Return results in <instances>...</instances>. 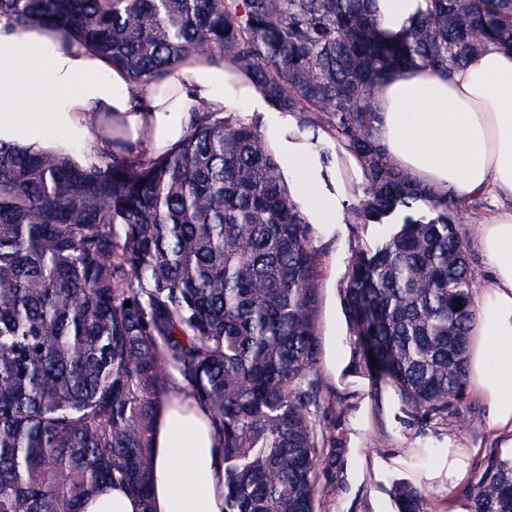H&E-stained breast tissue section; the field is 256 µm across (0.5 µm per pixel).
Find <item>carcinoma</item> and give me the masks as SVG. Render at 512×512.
Masks as SVG:
<instances>
[{
    "instance_id": "obj_1",
    "label": "carcinoma",
    "mask_w": 512,
    "mask_h": 512,
    "mask_svg": "<svg viewBox=\"0 0 512 512\" xmlns=\"http://www.w3.org/2000/svg\"><path fill=\"white\" fill-rule=\"evenodd\" d=\"M0 17L72 30L133 80L206 53L250 73L275 110L314 113L305 127L362 162L354 222L380 227L343 288L355 370L389 378L426 420L463 401L467 243L450 198L374 138L371 94L401 67L449 73L512 48V0H427L395 39L372 0H0ZM313 232L257 127L233 116L202 109L164 155L88 167L0 142V512H81L113 486L151 512L174 373L222 441L224 512H317L340 448L322 424L335 401ZM393 497L428 512L409 482ZM467 498L512 512V460L489 457Z\"/></svg>"
}]
</instances>
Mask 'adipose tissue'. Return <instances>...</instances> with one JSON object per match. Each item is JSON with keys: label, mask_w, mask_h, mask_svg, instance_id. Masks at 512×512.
Here are the masks:
<instances>
[{"label": "adipose tissue", "mask_w": 512, "mask_h": 512, "mask_svg": "<svg viewBox=\"0 0 512 512\" xmlns=\"http://www.w3.org/2000/svg\"><path fill=\"white\" fill-rule=\"evenodd\" d=\"M425 0H374L382 29L399 35L424 10ZM206 108L251 122L264 121L294 201L320 241L335 240L336 194L353 185L344 173L361 164L342 150L324 164L292 115L274 111L264 89L242 70L206 54L184 56L158 79L132 80L77 36L35 23L17 28L0 19V142L27 152L70 156L81 166L99 163L103 151L136 148L164 154L189 132L194 113ZM373 134L403 173L436 195L502 201L477 239L492 278L479 291L468 353V390L487 406L475 440L439 431L429 462L405 473L403 456L423 446L394 387L379 397L381 414L401 438L370 456L358 448L370 426L362 397L351 420L354 452L344 463L352 496H366L367 512H393L381 484L405 476L431 492L429 512H468L458 496L488 449L512 450V49L491 46L452 75L409 67L376 87ZM163 406L153 438L154 512H224V454L207 409L180 393Z\"/></svg>", "instance_id": "ef3b65f1"}]
</instances>
